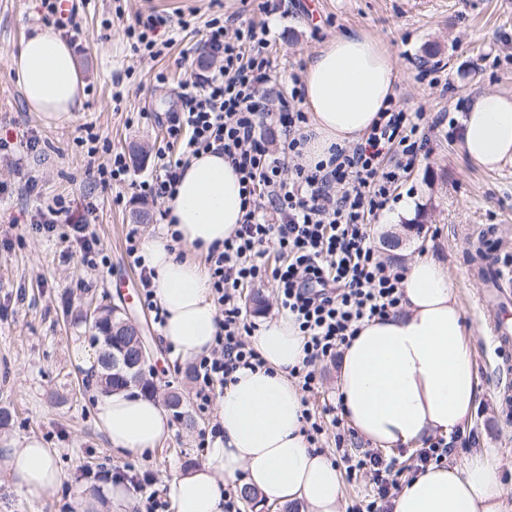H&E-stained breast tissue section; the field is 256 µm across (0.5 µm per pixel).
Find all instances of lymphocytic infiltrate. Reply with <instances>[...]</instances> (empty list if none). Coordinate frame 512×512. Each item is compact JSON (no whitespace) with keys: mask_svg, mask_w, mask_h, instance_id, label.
<instances>
[{"mask_svg":"<svg viewBox=\"0 0 512 512\" xmlns=\"http://www.w3.org/2000/svg\"><path fill=\"white\" fill-rule=\"evenodd\" d=\"M269 36L268 27L248 24L230 38L223 21L211 20L205 46L219 65L194 74L179 110L167 113L166 142L156 150L155 170L136 186L143 198L172 196L181 166L207 151L225 155L240 176L243 222L208 254L220 318L213 349L193 366L196 404L203 410L236 370L264 364L249 342L254 326L239 304L245 288L273 280L279 315L292 318L304 337V358L291 374L306 391L315 385L319 362L338 355L359 323L396 311L402 297V276L379 260L368 242L367 226L387 208L399 181L426 148L425 111L388 105L361 141L336 150L328 160L307 164V137L300 132L306 122L300 108L303 83L294 80L289 98L274 110L263 93L272 71L266 54ZM271 116L287 136L279 150L270 147L264 133ZM287 167L293 171L288 180L282 176ZM93 210V202L59 196L32 212L30 227L50 237L60 224H70L83 263L96 268L108 258L97 249L90 225L75 221L76 212ZM271 248L283 257L275 267L266 260ZM125 251L138 272L144 305L154 311L155 323L163 324L138 229L127 232ZM363 470L373 484L364 512H389L400 487L395 459L368 451L348 461V476Z\"/></svg>","mask_w":512,"mask_h":512,"instance_id":"obj_1","label":"lymphocytic infiltrate"}]
</instances>
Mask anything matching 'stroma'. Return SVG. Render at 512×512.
Masks as SVG:
<instances>
[{
	"mask_svg": "<svg viewBox=\"0 0 512 512\" xmlns=\"http://www.w3.org/2000/svg\"><path fill=\"white\" fill-rule=\"evenodd\" d=\"M141 13L166 19L173 39L149 63L140 61L125 36ZM222 15L269 27L273 69L265 90L271 100L288 97L293 75L302 74L310 55L351 32L374 39L398 64L394 105L448 113L449 123L430 132L427 149L368 235L379 258L396 272L423 254L447 266L464 311L479 391L467 440L455 445L448 461L458 465L470 451L492 448L512 481V404L504 401L512 396V365L504 364L485 330L491 313L512 321V291L490 294L477 256L484 231L493 230L501 243L494 264L512 274V167L488 171L475 165L461 149L458 124L474 95L512 92V0H75L78 30L68 41L87 91L80 111L58 125L29 111L9 69L23 37L48 21L41 0H0V137L29 131L41 142L27 159L39 181V200L18 189L0 199V409L12 415L10 425L0 428V442L18 446L41 439L65 475L59 488L37 501L0 476V512H76L80 489L94 485L106 492L133 477L147 479L146 492H129L114 512H146L147 493L166 498L174 471L205 460L201 438L217 411L198 409L196 385L184 378L187 362L164 344L153 312L141 305L139 277L125 254L130 228L146 239L162 235L164 202L141 200L127 185H96L86 176L89 158L79 140L90 125L115 151L143 144L147 154L130 171L133 179L147 177L165 137L166 113L178 109L184 83L202 70L205 25ZM185 19L186 30L180 27ZM161 71L167 83H156ZM57 195L95 198L91 222L108 266L88 269L73 240L29 232L26 211ZM141 208L150 221L133 225L131 213ZM391 232L402 243L388 252L381 239ZM90 301L120 307L144 326L153 340L158 391L183 393L194 428L174 419L169 437L149 454L112 451L96 426L97 400L83 386L75 362L92 334L79 316ZM101 470L112 474V482H96Z\"/></svg>",
	"mask_w": 512,
	"mask_h": 512,
	"instance_id": "35a3bbf8",
	"label": "stroma"
}]
</instances>
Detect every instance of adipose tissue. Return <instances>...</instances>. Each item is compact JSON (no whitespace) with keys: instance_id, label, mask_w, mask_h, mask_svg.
<instances>
[{"instance_id":"1","label":"adipose tissue","mask_w":512,"mask_h":512,"mask_svg":"<svg viewBox=\"0 0 512 512\" xmlns=\"http://www.w3.org/2000/svg\"><path fill=\"white\" fill-rule=\"evenodd\" d=\"M11 70L29 111L61 124L84 100L71 45L54 27L34 30L21 43ZM399 82L392 57L363 35H339L308 62L303 106L310 117L309 163L333 147L359 141L387 107ZM461 148L477 166H512V94L481 93L461 118ZM165 209L188 255L167 236L143 245L153 268L155 295L166 315L163 340L186 359L209 352L218 313L199 255L234 234L245 210L240 177L230 161L211 152L180 171ZM401 308L362 322L343 345L336 384L343 413L357 434L382 448H422L472 424L478 398L473 351L464 338V312L448 269L417 257L402 280ZM265 361L238 369L217 400L224 435L210 443L201 466L175 472L167 482L174 512H224V485L236 480L290 512H338L342 474L311 448L303 432L302 396L292 383L304 357L293 321L261 323L249 338ZM98 426L115 452L141 455L170 434L157 398L137 390L100 396ZM0 474L26 498H42L64 476L51 449L30 438L0 448ZM497 453L480 448L462 464L430 465L411 475L392 500V512H512Z\"/></svg>"}]
</instances>
